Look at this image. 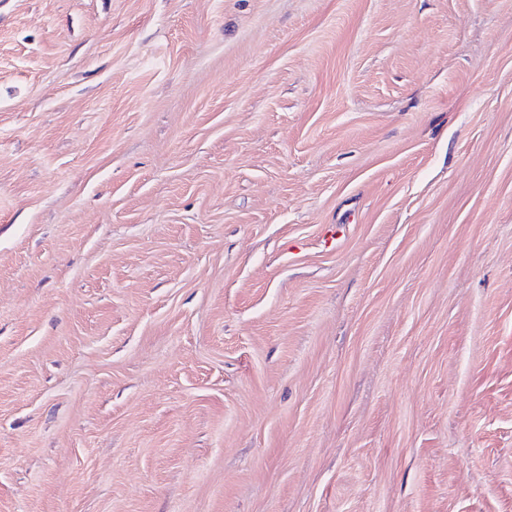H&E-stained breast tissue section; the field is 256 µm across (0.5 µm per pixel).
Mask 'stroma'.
Instances as JSON below:
<instances>
[{
  "mask_svg": "<svg viewBox=\"0 0 512 512\" xmlns=\"http://www.w3.org/2000/svg\"><path fill=\"white\" fill-rule=\"evenodd\" d=\"M0 512H512V0H0Z\"/></svg>",
  "mask_w": 512,
  "mask_h": 512,
  "instance_id": "1",
  "label": "stroma"
}]
</instances>
